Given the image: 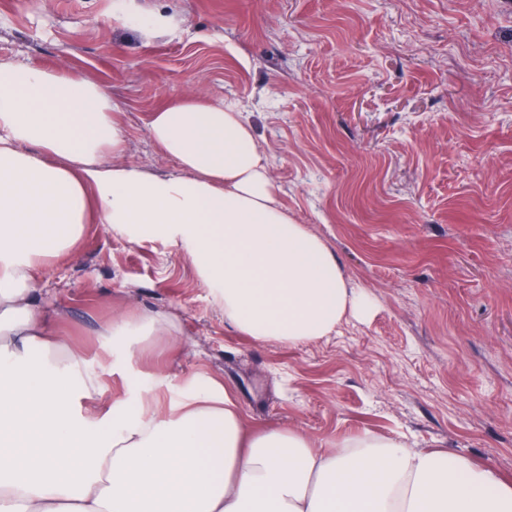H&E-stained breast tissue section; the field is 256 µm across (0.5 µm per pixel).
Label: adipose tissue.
Listing matches in <instances>:
<instances>
[{"label": "adipose tissue", "instance_id": "adipose-tissue-1", "mask_svg": "<svg viewBox=\"0 0 512 512\" xmlns=\"http://www.w3.org/2000/svg\"><path fill=\"white\" fill-rule=\"evenodd\" d=\"M147 127L178 172L123 162L128 129L103 86L0 62V512H512L493 467L376 435L318 449L298 430H251L206 375L110 402L34 288L87 225L189 258L225 322L258 342L299 346L371 309L279 203L241 109L184 96ZM175 331L164 313L112 320L145 343Z\"/></svg>", "mask_w": 512, "mask_h": 512}]
</instances>
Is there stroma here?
<instances>
[{
    "instance_id": "obj_1",
    "label": "stroma",
    "mask_w": 512,
    "mask_h": 512,
    "mask_svg": "<svg viewBox=\"0 0 512 512\" xmlns=\"http://www.w3.org/2000/svg\"><path fill=\"white\" fill-rule=\"evenodd\" d=\"M114 0H0V61L104 85L125 160L158 175L160 103L247 112L288 214L373 303L297 347L225 324L190 262L88 225L35 286L113 400L147 376H211L249 428L317 444L404 437L512 476V0H129L177 36L117 26ZM168 314L176 339L129 356L113 316Z\"/></svg>"
}]
</instances>
